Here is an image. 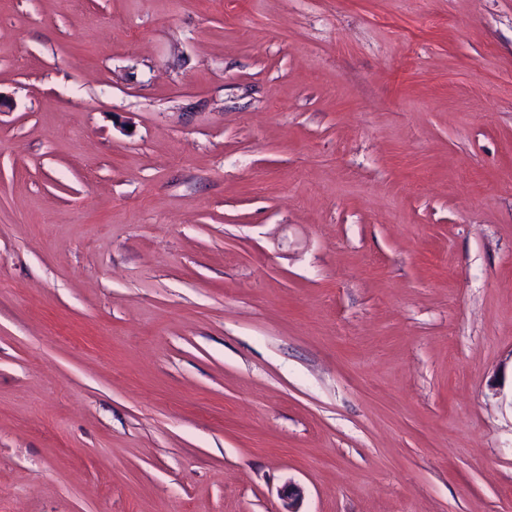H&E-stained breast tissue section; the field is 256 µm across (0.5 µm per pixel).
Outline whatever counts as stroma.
I'll return each instance as SVG.
<instances>
[{
    "mask_svg": "<svg viewBox=\"0 0 512 512\" xmlns=\"http://www.w3.org/2000/svg\"><path fill=\"white\" fill-rule=\"evenodd\" d=\"M0 512H512V0H0Z\"/></svg>",
    "mask_w": 512,
    "mask_h": 512,
    "instance_id": "35a3bbf8",
    "label": "stroma"
}]
</instances>
